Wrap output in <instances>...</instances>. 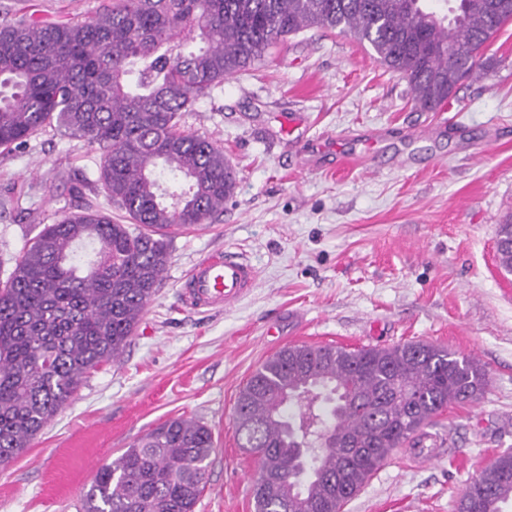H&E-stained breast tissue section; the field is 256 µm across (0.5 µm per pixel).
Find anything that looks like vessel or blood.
<instances>
[{"label": "vessel or blood", "instance_id": "obj_1", "mask_svg": "<svg viewBox=\"0 0 512 512\" xmlns=\"http://www.w3.org/2000/svg\"><path fill=\"white\" fill-rule=\"evenodd\" d=\"M257 286L254 266L238 253L225 250L207 254L192 266L182 283L180 299L187 308L221 313Z\"/></svg>", "mask_w": 512, "mask_h": 512}]
</instances>
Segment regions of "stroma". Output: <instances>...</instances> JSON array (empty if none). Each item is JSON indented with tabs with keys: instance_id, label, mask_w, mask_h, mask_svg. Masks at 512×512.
I'll return each instance as SVG.
<instances>
[{
	"instance_id": "1",
	"label": "stroma",
	"mask_w": 512,
	"mask_h": 512,
	"mask_svg": "<svg viewBox=\"0 0 512 512\" xmlns=\"http://www.w3.org/2000/svg\"><path fill=\"white\" fill-rule=\"evenodd\" d=\"M103 0H0V19L92 17ZM489 69L437 112L343 33L308 29L212 88L186 129L221 146L237 184L213 222L169 239L161 284L120 361L92 371L30 448L0 466V512H83L100 466L167 419L207 425L215 448L196 512H254L256 457L240 448L238 393L293 344L426 341L476 358L489 385L397 449L345 512H454L466 485L512 451V275L497 228L512 216V24ZM100 153L46 128L0 153V281L42 228L103 199ZM240 253L257 288L231 310L180 302L214 251Z\"/></svg>"
}]
</instances>
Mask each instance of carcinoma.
I'll return each mask as SVG.
<instances>
[{"mask_svg": "<svg viewBox=\"0 0 512 512\" xmlns=\"http://www.w3.org/2000/svg\"><path fill=\"white\" fill-rule=\"evenodd\" d=\"M451 21L422 0H111L88 19L0 21V148L54 127L100 151L107 204L47 224L0 284V466L31 446L102 365L119 360L170 261L166 231L224 211L236 171L181 113L311 28L366 44L436 112L485 68L481 50L512 20L465 0ZM179 181L162 188L161 177ZM475 358L408 341L387 347L288 346L240 390L234 423L259 460L255 512H343L404 445L449 406L486 394ZM214 449L193 418L159 423L109 464L85 512H196ZM512 506V455L457 498Z\"/></svg>", "mask_w": 512, "mask_h": 512, "instance_id": "cac0c4a2", "label": "carcinoma"}]
</instances>
